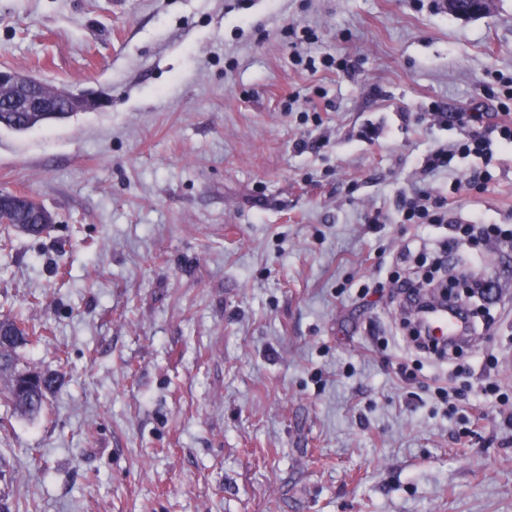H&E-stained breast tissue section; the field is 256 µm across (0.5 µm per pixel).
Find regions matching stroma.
<instances>
[{
    "mask_svg": "<svg viewBox=\"0 0 512 512\" xmlns=\"http://www.w3.org/2000/svg\"><path fill=\"white\" fill-rule=\"evenodd\" d=\"M323 51L350 70L294 61ZM0 70L105 102L0 128V191L53 218L0 224V316L60 376L37 417L0 398L10 512H512V274L473 243L507 302L449 362L391 291L447 234L398 195L483 165L421 172L460 135L431 105L489 124L512 92V0H0ZM491 172L463 215L512 216Z\"/></svg>",
    "mask_w": 512,
    "mask_h": 512,
    "instance_id": "stroma-1",
    "label": "stroma"
}]
</instances>
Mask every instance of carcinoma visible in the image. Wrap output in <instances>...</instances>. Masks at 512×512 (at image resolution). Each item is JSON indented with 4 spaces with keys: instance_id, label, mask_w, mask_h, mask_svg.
Here are the masks:
<instances>
[{
    "instance_id": "1",
    "label": "carcinoma",
    "mask_w": 512,
    "mask_h": 512,
    "mask_svg": "<svg viewBox=\"0 0 512 512\" xmlns=\"http://www.w3.org/2000/svg\"><path fill=\"white\" fill-rule=\"evenodd\" d=\"M56 118L54 112H23L0 111V127L15 131H25L48 120ZM35 200L30 199L15 205L16 213L9 216V222L22 224L24 233L37 235L45 225L40 223L39 211L33 207ZM0 328L6 335L0 336V375L9 374L8 384L0 395H4L13 405L15 411L22 416L39 414L44 406L47 395L53 389L57 376L30 369L25 366L16 349L32 339H39L36 331L29 328L23 314L16 312L0 318Z\"/></svg>"
}]
</instances>
